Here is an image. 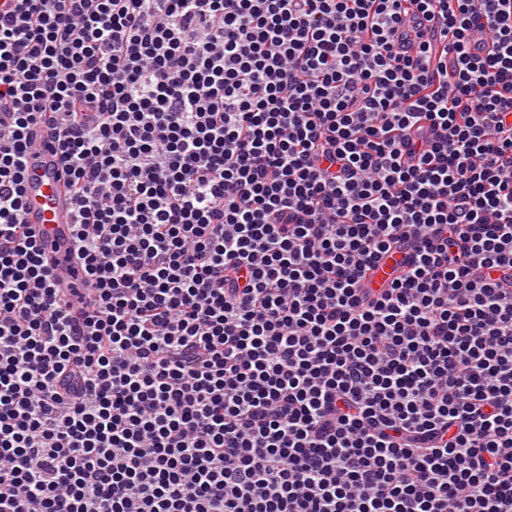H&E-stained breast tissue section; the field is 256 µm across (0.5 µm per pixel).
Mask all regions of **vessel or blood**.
<instances>
[{"instance_id": "obj_1", "label": "vessel or blood", "mask_w": 512, "mask_h": 512, "mask_svg": "<svg viewBox=\"0 0 512 512\" xmlns=\"http://www.w3.org/2000/svg\"><path fill=\"white\" fill-rule=\"evenodd\" d=\"M24 192V223L31 225L59 266H66L73 204L67 193L64 173L47 146H40L32 154L26 169Z\"/></svg>"}]
</instances>
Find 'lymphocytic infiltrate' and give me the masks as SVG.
I'll use <instances>...</instances> for the list:
<instances>
[{
	"mask_svg": "<svg viewBox=\"0 0 512 512\" xmlns=\"http://www.w3.org/2000/svg\"><path fill=\"white\" fill-rule=\"evenodd\" d=\"M0 512H512V0L0 13ZM48 129L38 130L40 147L29 159L24 192L26 206L23 221L30 224L39 240L58 261V268L70 276L66 249L69 224L73 222V204L65 186L64 173L53 152L47 148Z\"/></svg>",
	"mask_w": 512,
	"mask_h": 512,
	"instance_id": "f902f5d3",
	"label": "lymphocytic infiltrate"
}]
</instances>
